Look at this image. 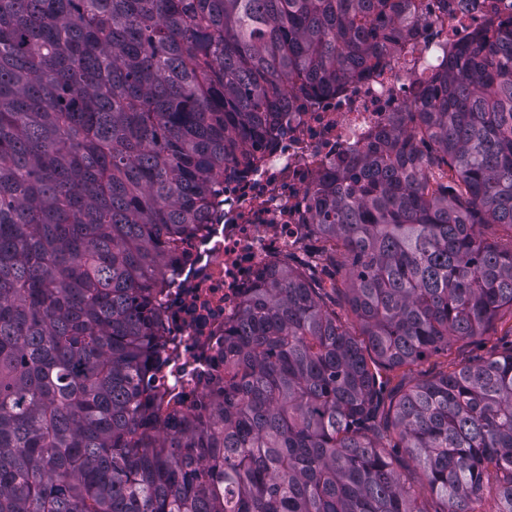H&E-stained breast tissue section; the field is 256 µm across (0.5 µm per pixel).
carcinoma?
Returning <instances> with one entry per match:
<instances>
[{"label": "carcinoma", "instance_id": "1", "mask_svg": "<svg viewBox=\"0 0 512 512\" xmlns=\"http://www.w3.org/2000/svg\"><path fill=\"white\" fill-rule=\"evenodd\" d=\"M411 7L0 0V512H512V350L389 376L512 316V20L313 188L341 281L304 260L251 289L194 411L144 383L213 186Z\"/></svg>", "mask_w": 512, "mask_h": 512}]
</instances>
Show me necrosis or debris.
I'll list each match as a JSON object with an SVG mask.
<instances>
[{
  "mask_svg": "<svg viewBox=\"0 0 512 512\" xmlns=\"http://www.w3.org/2000/svg\"><path fill=\"white\" fill-rule=\"evenodd\" d=\"M506 2L416 0L410 36L376 73L286 110L272 140L249 144L255 164L244 178L215 187L199 231L180 242L178 263L157 296L169 344L166 365L146 376L156 392L181 412L195 410L224 372V330L238 322L245 296L310 238L313 186L387 128L454 45L512 18Z\"/></svg>",
  "mask_w": 512,
  "mask_h": 512,
  "instance_id": "obj_1",
  "label": "necrosis or debris"
}]
</instances>
